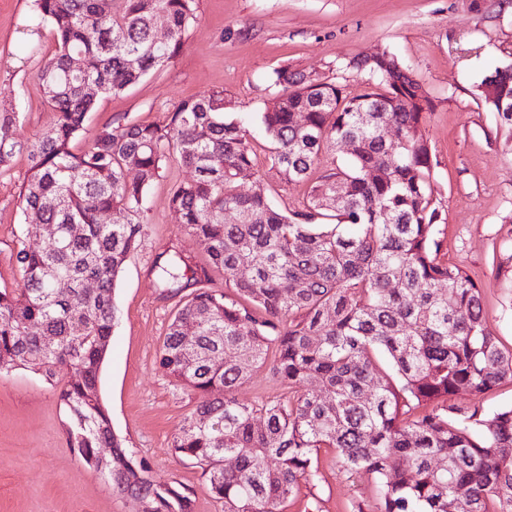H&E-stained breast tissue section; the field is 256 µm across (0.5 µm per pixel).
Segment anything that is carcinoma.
Here are the masks:
<instances>
[{
    "mask_svg": "<svg viewBox=\"0 0 512 512\" xmlns=\"http://www.w3.org/2000/svg\"><path fill=\"white\" fill-rule=\"evenodd\" d=\"M35 6L56 44L37 75L54 123L28 146L19 198L26 221L59 233L44 247L19 248L21 282L0 290V374H70L57 397L80 459L93 469L105 460L113 490L140 498L142 512H193L189 487L155 482L146 462L133 461L99 391L119 277L145 231L142 205L174 157L194 175L173 186L169 206L208 265L193 267L177 253L155 262L166 295L197 285L180 299L159 366L201 397L171 448L202 470L224 512H286L322 448L373 480L378 512H457L461 489L470 512H512V405L448 415V397L466 391L479 403L512 381V349L486 328L467 271L441 257L423 131L434 103L421 81L387 52L346 61L345 70L368 75L359 93L288 66L275 71L260 112L271 168L287 183L309 184L304 208L286 214L262 191L238 192L261 175L232 116L236 102L222 90L182 100L162 123L105 125L74 151L96 102L84 84L118 94L172 60L197 19V0ZM160 22L163 45L154 39ZM76 56L87 63L81 74L70 69ZM482 94L512 135V65L487 77ZM19 121L0 107V172L23 148ZM387 125L398 132L392 143L381 136ZM344 140L353 144L348 159L318 169ZM117 210L130 219L101 221ZM212 267L228 275L224 288L207 287ZM88 280L97 288L86 290ZM261 368L285 396L239 400L238 385ZM310 381L321 394L306 389Z\"/></svg>",
    "mask_w": 512,
    "mask_h": 512,
    "instance_id": "1",
    "label": "carcinoma"
}]
</instances>
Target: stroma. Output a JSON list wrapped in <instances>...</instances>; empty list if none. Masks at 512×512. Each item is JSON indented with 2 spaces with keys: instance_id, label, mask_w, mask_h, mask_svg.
Segmentation results:
<instances>
[{
  "instance_id": "stroma-1",
  "label": "stroma",
  "mask_w": 512,
  "mask_h": 512,
  "mask_svg": "<svg viewBox=\"0 0 512 512\" xmlns=\"http://www.w3.org/2000/svg\"><path fill=\"white\" fill-rule=\"evenodd\" d=\"M35 16L34 0H0V104L14 105L18 139L26 147L51 124L36 75L55 51L49 26L33 45L21 42ZM387 51L412 70L434 101L425 135L435 156L432 187L442 206L437 226L443 251L478 283L484 319L512 348V283L493 260L512 242L501 228L512 220V147L480 85L495 69L512 65V0H198L197 19L177 56L122 93L99 98L87 133L105 124L159 123L185 98L222 90L237 105L236 119L259 154L263 185L278 209H302L304 183H283L262 151L259 114L273 71L282 66L322 78L346 74L353 55ZM30 160L16 153L0 173V289L16 288L15 254L44 239L27 224L19 193ZM192 172L167 159L143 204L146 235L128 260L116 291L119 318L100 374V393L114 432L153 480L177 481L194 491V512H222L200 469L181 462L171 444L199 394L177 386L159 367L157 351L175 312L151 272L156 256L175 249L202 264L206 254L168 205L175 182ZM67 416L57 385L17 369L0 376V512H136L134 499L117 495L69 447ZM374 483L348 473L321 449L318 468L302 483L287 512H377Z\"/></svg>"
}]
</instances>
